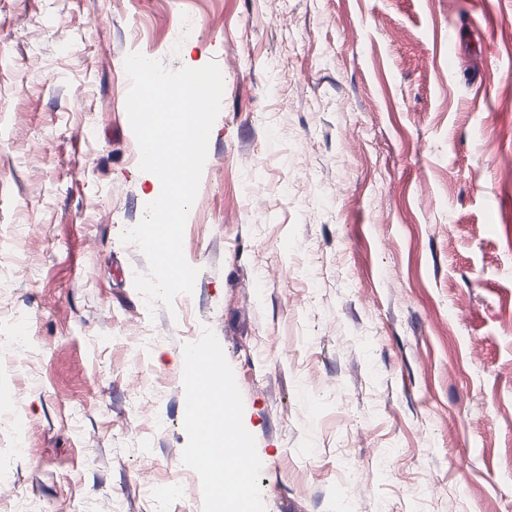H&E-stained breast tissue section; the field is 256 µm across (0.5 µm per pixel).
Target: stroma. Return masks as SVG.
<instances>
[{
    "mask_svg": "<svg viewBox=\"0 0 512 512\" xmlns=\"http://www.w3.org/2000/svg\"><path fill=\"white\" fill-rule=\"evenodd\" d=\"M135 52L224 81L170 310ZM206 327L266 512H512V0H0V512H201Z\"/></svg>",
    "mask_w": 512,
    "mask_h": 512,
    "instance_id": "35a3bbf8",
    "label": "stroma"
}]
</instances>
